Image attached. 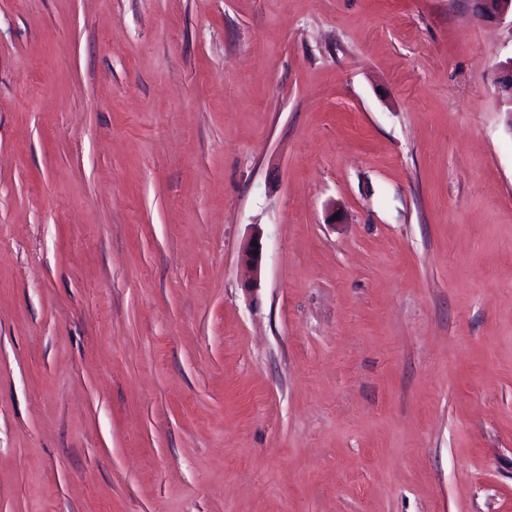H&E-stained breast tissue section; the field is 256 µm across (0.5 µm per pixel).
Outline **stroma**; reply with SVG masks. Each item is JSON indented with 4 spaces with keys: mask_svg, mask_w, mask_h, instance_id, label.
Segmentation results:
<instances>
[{
    "mask_svg": "<svg viewBox=\"0 0 512 512\" xmlns=\"http://www.w3.org/2000/svg\"><path fill=\"white\" fill-rule=\"evenodd\" d=\"M511 58L471 0H0V512H512Z\"/></svg>",
    "mask_w": 512,
    "mask_h": 512,
    "instance_id": "35a3bbf8",
    "label": "stroma"
}]
</instances>
